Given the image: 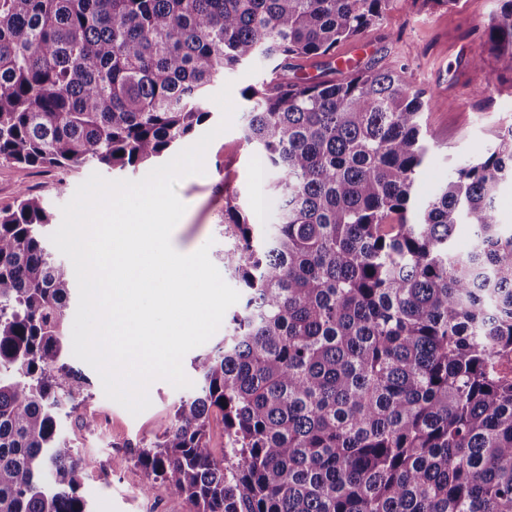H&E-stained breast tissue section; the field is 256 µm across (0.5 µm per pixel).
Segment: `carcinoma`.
I'll return each instance as SVG.
<instances>
[{"label": "carcinoma", "instance_id": "carcinoma-1", "mask_svg": "<svg viewBox=\"0 0 512 512\" xmlns=\"http://www.w3.org/2000/svg\"><path fill=\"white\" fill-rule=\"evenodd\" d=\"M396 2L0 0V162L23 169L151 164L211 116L226 71L274 63L242 91L241 140L275 174L276 223L255 240L224 196V270L245 302L194 362L200 393L138 453L148 486L193 512H512V126L411 215L423 112L453 102L408 89L402 65L288 76ZM501 2L475 70L486 51L512 59ZM48 224L23 191L0 208V512H88L90 462L58 429L88 385L65 361L74 270ZM210 448L216 459L224 457V421L221 413L215 410L209 419Z\"/></svg>", "mask_w": 512, "mask_h": 512}]
</instances>
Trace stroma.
<instances>
[{
    "label": "stroma",
    "instance_id": "1",
    "mask_svg": "<svg viewBox=\"0 0 512 512\" xmlns=\"http://www.w3.org/2000/svg\"><path fill=\"white\" fill-rule=\"evenodd\" d=\"M499 7L498 0H459L451 9L424 0H399L381 24L340 44L335 57L294 61L291 75L329 78L349 63L360 69L374 62L399 61L406 65L405 79L411 87L424 89L435 99L453 100V108L426 114L430 149L414 186V196L421 200L446 183L456 166L491 145L499 131L512 125V64L490 55L480 70L464 63L478 50V35ZM266 73L261 61L225 73L236 107L233 125L207 148L204 174L185 177L176 187L186 211L172 232L173 247L189 253L208 247L211 261L219 268L229 244L221 217L225 191L237 193L249 222L261 229L272 224L276 210L269 188L271 174L260 156L240 140L248 108L240 91L260 82ZM95 171L86 166L63 179L45 168L0 164V208L13 204L26 188L44 200L53 224H60L62 205ZM96 172L108 180H138L147 170L103 167ZM67 361L89 381L85 400L61 421L64 435L91 462L80 489L89 512H191L187 500L166 487L146 489L145 474L136 462L139 448L170 419L181 390L163 380L153 382L148 389L150 407L134 416L105 397L100 377L91 366L72 355ZM87 415L94 417L93 426L83 424Z\"/></svg>",
    "mask_w": 512,
    "mask_h": 512
}]
</instances>
